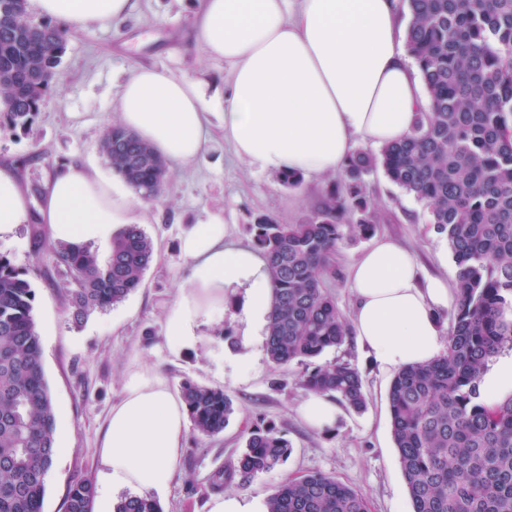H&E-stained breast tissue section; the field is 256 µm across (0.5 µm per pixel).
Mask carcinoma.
I'll return each instance as SVG.
<instances>
[{
	"mask_svg": "<svg viewBox=\"0 0 512 512\" xmlns=\"http://www.w3.org/2000/svg\"><path fill=\"white\" fill-rule=\"evenodd\" d=\"M406 44L430 106L413 132L373 152L355 153L343 176L303 224L260 214L253 242L273 283L266 352L277 365L306 364L301 385L360 412L362 375L349 363L316 364L346 342L349 328L324 287L336 276V251L348 236H368L381 220L365 195V177L380 169L429 211L457 267V307L448 350L393 377L391 431L412 512H512V395L487 405L479 383L488 362L512 345V0H404ZM66 31L28 21L21 0H0V114L26 125L52 87ZM100 153L145 201L165 190L169 164L135 133L115 123ZM72 272L70 304L79 318L123 301L153 262L152 239L138 224L112 238L108 259L88 245L49 242ZM35 291L0 255V512H42L54 462L56 414L33 318ZM194 430L224 431L233 404L224 390L181 386ZM273 426L251 431L236 471L248 478L291 455ZM95 486L78 479L66 512H93ZM268 512H367L354 489L319 472L282 483ZM113 512H161L150 496L124 495Z\"/></svg>",
	"mask_w": 512,
	"mask_h": 512,
	"instance_id": "carcinoma-1",
	"label": "carcinoma"
}]
</instances>
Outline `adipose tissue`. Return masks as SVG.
Here are the masks:
<instances>
[{"mask_svg": "<svg viewBox=\"0 0 512 512\" xmlns=\"http://www.w3.org/2000/svg\"><path fill=\"white\" fill-rule=\"evenodd\" d=\"M30 2L73 30L123 21L134 8L133 0ZM195 33L227 68L223 90L141 66L123 81L116 104L120 124L172 164L203 152L217 113L241 160L278 175L321 178L344 169L356 142L378 148L410 134L429 106L406 47L401 0H198ZM146 211L121 176L69 163L46 184L34 212L15 171L0 167V239L21 224H45L53 240L107 249ZM180 250L187 286L163 324L172 356L202 343L204 325L223 324L230 296L241 299L245 336L265 332L272 301L266 261L227 234L222 215L186 229ZM347 276L356 296L353 333L382 369L444 353L441 316L457 295L443 279L423 276L411 250L376 238ZM187 437L182 397L152 370L132 372L100 438L97 512H109L119 490L163 496Z\"/></svg>", "mask_w": 512, "mask_h": 512, "instance_id": "1", "label": "adipose tissue"}]
</instances>
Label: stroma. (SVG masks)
Returning a JSON list of instances; mask_svg holds the SVG:
<instances>
[{
    "mask_svg": "<svg viewBox=\"0 0 512 512\" xmlns=\"http://www.w3.org/2000/svg\"><path fill=\"white\" fill-rule=\"evenodd\" d=\"M194 13L195 0H137L125 23L68 32L55 85L32 123L0 126V167L16 169L31 208H38L45 183L63 164L100 160L103 133L117 120L118 86L136 67L223 82V62L210 58L195 36ZM366 183L382 215L377 235L398 238L427 273L454 282L448 242L435 232L428 210L382 171L368 175ZM330 185L327 178L306 179L295 188L284 185L279 175L240 161L222 133H215L195 161L171 165L163 196L150 204L144 230L154 242L156 259L140 288L79 322L69 304L71 274L43 244L50 236L48 225H19L15 239L0 241V254L24 272L35 291L33 317L45 379L70 446L46 477L43 512H65L70 486L96 475L101 429L130 370L138 366L153 369L175 388L189 380L223 389L233 402L234 412L220 435L189 431L176 477L161 501L163 512H207V502L220 492L265 499L286 479L311 472L357 490L369 512H412L390 426L392 377L354 339L325 352L321 360L357 367L367 405L360 412L341 408L335 428L327 432L313 430L297 412L307 396L300 383L303 365L274 364L261 337L242 345L243 326L232 317H225L221 339L204 326V342L180 357H171L163 344L164 315L187 280L179 249L185 229L219 213L233 238L248 244L257 215L302 223ZM368 245L364 238L344 241L336 256L337 275L324 281L346 317L354 305L346 269ZM268 424L291 442L288 460L248 479L234 475L214 488L217 475L236 465L249 430Z\"/></svg>",
    "mask_w": 512,
    "mask_h": 512,
    "instance_id": "obj_1",
    "label": "stroma"
}]
</instances>
